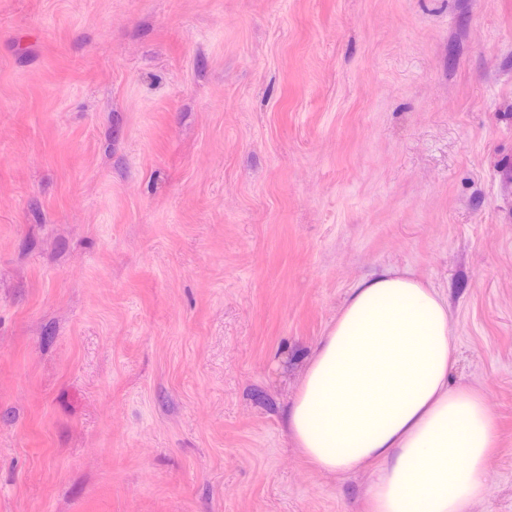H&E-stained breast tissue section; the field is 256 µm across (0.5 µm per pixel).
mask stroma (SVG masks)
Returning <instances> with one entry per match:
<instances>
[{"mask_svg": "<svg viewBox=\"0 0 512 512\" xmlns=\"http://www.w3.org/2000/svg\"><path fill=\"white\" fill-rule=\"evenodd\" d=\"M383 269L512 512V0H0V512H371L285 411Z\"/></svg>", "mask_w": 512, "mask_h": 512, "instance_id": "35a3bbf8", "label": "stroma"}]
</instances>
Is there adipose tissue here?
Masks as SVG:
<instances>
[{"label":"adipose tissue","instance_id":"adipose-tissue-1","mask_svg":"<svg viewBox=\"0 0 512 512\" xmlns=\"http://www.w3.org/2000/svg\"><path fill=\"white\" fill-rule=\"evenodd\" d=\"M455 348L444 297L383 271L357 283L308 364L287 427L320 470L375 461L372 512H468L485 493L493 419L448 385Z\"/></svg>","mask_w":512,"mask_h":512}]
</instances>
